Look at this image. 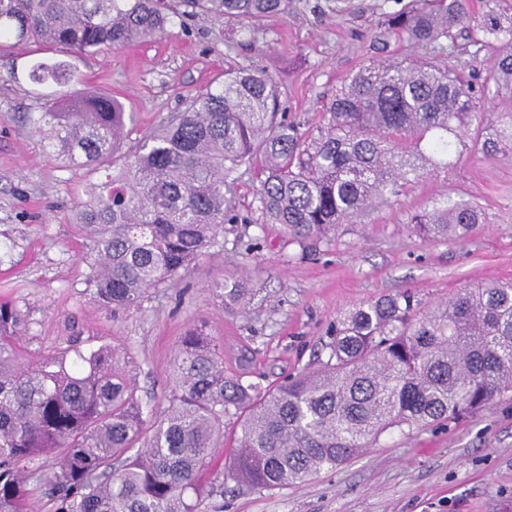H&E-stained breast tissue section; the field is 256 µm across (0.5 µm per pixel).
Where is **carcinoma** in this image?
Wrapping results in <instances>:
<instances>
[{"label": "carcinoma", "instance_id": "obj_1", "mask_svg": "<svg viewBox=\"0 0 512 512\" xmlns=\"http://www.w3.org/2000/svg\"><path fill=\"white\" fill-rule=\"evenodd\" d=\"M246 29L288 0H181ZM166 0H0V40L73 53L120 48L167 31ZM467 0H415L389 32L425 51L362 66L331 99L312 144L278 118L276 82L239 65L157 130L126 146L133 113L81 93L61 62L31 78L57 90L23 116L50 158L112 170L78 203L88 235L87 290L109 312L140 306L148 290L220 246L238 211L239 170L260 164L255 193L269 224L296 240L325 238L407 183L448 167L472 123L485 157L512 155V110L482 112L471 84L451 72L453 30ZM494 64L485 89L512 99V23L482 26ZM428 241L465 239L481 212L448 195L416 215ZM223 305L248 312L260 290L224 280ZM28 309L0 299V512H198L202 475L229 441L230 477L275 488L334 468L384 432L454 422L512 391V282L465 288L431 309L404 291L336 318L326 359L261 389L224 375V346L203 324L181 336L168 407L146 419L137 386L110 345L75 343L38 359L22 344ZM52 463H47V460Z\"/></svg>", "mask_w": 512, "mask_h": 512}]
</instances>
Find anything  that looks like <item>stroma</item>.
<instances>
[{"label":"stroma","mask_w":512,"mask_h":512,"mask_svg":"<svg viewBox=\"0 0 512 512\" xmlns=\"http://www.w3.org/2000/svg\"><path fill=\"white\" fill-rule=\"evenodd\" d=\"M412 0H290L287 13L236 30L223 17L199 14L152 40L76 54L59 46L0 42V297L30 311L24 346L32 356L66 347L110 345L128 351L129 371L145 410L167 402L170 364L188 327L206 324L224 344V371L240 372L248 352L252 382L313 363L330 325L355 305L405 290L425 306L490 280H512V156L484 157L474 137L448 171L407 184L329 239L290 241L281 225L228 224L199 265L150 289L141 307L109 314L90 296L78 229L91 169L48 159L23 120L41 111L51 83L30 77L40 62H66L73 88L120 100L135 122L130 133L159 127L186 99L210 87L228 65L272 76L289 122L306 135L326 125L324 105L343 79L369 61L417 55L389 33L388 15ZM451 63L480 86L492 55L477 45L480 24L512 20V0H470ZM476 206L479 231L455 242H427L414 214L440 194ZM251 250H244V243ZM244 277L262 286L250 314L222 308L215 288ZM201 512H512V392L464 419L413 431L392 429L365 451L305 483L253 489L225 479Z\"/></svg>","instance_id":"obj_1"}]
</instances>
